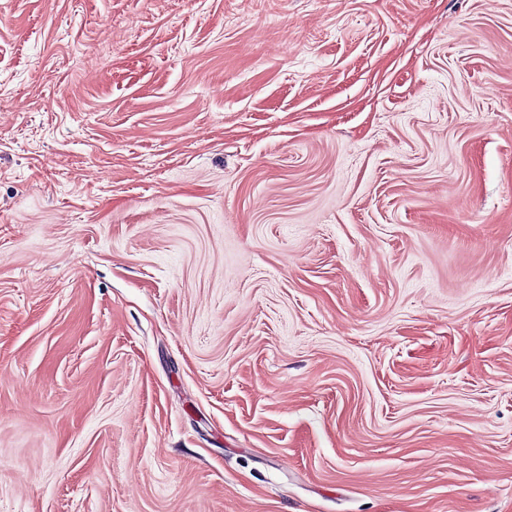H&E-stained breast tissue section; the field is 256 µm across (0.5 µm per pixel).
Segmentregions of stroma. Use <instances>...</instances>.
Returning <instances> with one entry per match:
<instances>
[{
	"label": "stroma",
	"mask_w": 512,
	"mask_h": 512,
	"mask_svg": "<svg viewBox=\"0 0 512 512\" xmlns=\"http://www.w3.org/2000/svg\"><path fill=\"white\" fill-rule=\"evenodd\" d=\"M0 512H512V0H0Z\"/></svg>",
	"instance_id": "1"
}]
</instances>
